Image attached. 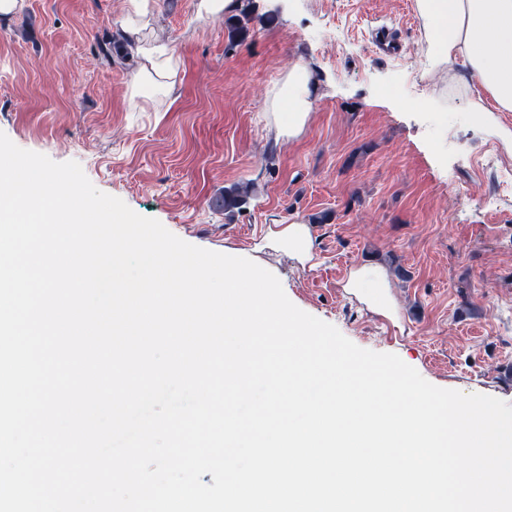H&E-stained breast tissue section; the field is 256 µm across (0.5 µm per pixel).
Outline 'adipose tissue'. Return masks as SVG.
<instances>
[{
	"instance_id": "1",
	"label": "adipose tissue",
	"mask_w": 512,
	"mask_h": 512,
	"mask_svg": "<svg viewBox=\"0 0 512 512\" xmlns=\"http://www.w3.org/2000/svg\"><path fill=\"white\" fill-rule=\"evenodd\" d=\"M435 67L463 71L476 92L477 112H512V0H416ZM150 0H124L121 35L139 59L129 80L131 102L157 106L178 76L172 56L146 34ZM313 107L307 69L295 63L266 102L275 138L299 135ZM388 277L379 268L351 272L346 287L381 312L389 311Z\"/></svg>"
}]
</instances>
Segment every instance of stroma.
Masks as SVG:
<instances>
[{
    "instance_id": "1",
    "label": "stroma",
    "mask_w": 512,
    "mask_h": 512,
    "mask_svg": "<svg viewBox=\"0 0 512 512\" xmlns=\"http://www.w3.org/2000/svg\"><path fill=\"white\" fill-rule=\"evenodd\" d=\"M151 35L179 63L170 96L143 112L120 34L123 0H28L0 14V131L78 162L100 191L184 241L272 272L301 310L357 346L397 354L431 384L512 403V197L490 201L478 168L512 161V112H476L431 61L416 0H253L229 46L223 14L152 0ZM273 22H264L265 14ZM397 39L381 54L375 36ZM314 102L303 131L275 140L264 104L295 61ZM254 184L240 212L224 188ZM307 224L313 258L271 237ZM382 266L394 308L347 293ZM252 188L250 186L234 185L224 188V191L212 200V207L218 211H224V214L240 210L252 197Z\"/></svg>"
}]
</instances>
